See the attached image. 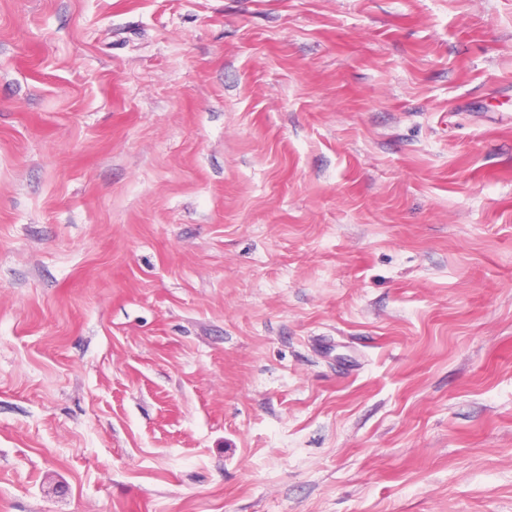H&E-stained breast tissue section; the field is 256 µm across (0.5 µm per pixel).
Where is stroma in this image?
Wrapping results in <instances>:
<instances>
[{
    "label": "stroma",
    "instance_id": "obj_1",
    "mask_svg": "<svg viewBox=\"0 0 512 512\" xmlns=\"http://www.w3.org/2000/svg\"><path fill=\"white\" fill-rule=\"evenodd\" d=\"M0 512H512V0H0Z\"/></svg>",
    "mask_w": 512,
    "mask_h": 512
}]
</instances>
